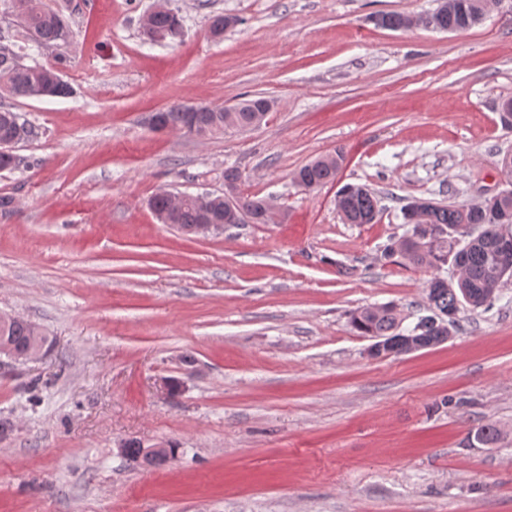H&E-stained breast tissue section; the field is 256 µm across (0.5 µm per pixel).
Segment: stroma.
I'll return each instance as SVG.
<instances>
[{"mask_svg":"<svg viewBox=\"0 0 512 512\" xmlns=\"http://www.w3.org/2000/svg\"><path fill=\"white\" fill-rule=\"evenodd\" d=\"M153 4L73 15L70 97H0L36 130L0 171V313L47 337L0 355V512H512V282L408 354L369 356L349 323L391 303L413 326L454 274L384 258L403 205L500 190L512 0L463 33L374 22L438 0H169L183 34L163 42L140 34ZM218 13L241 23L215 40ZM244 94L274 102L247 130L147 124ZM334 153L335 182L297 185ZM228 167L277 221L187 234L150 210L223 192ZM345 183L377 194L375 223L342 220ZM131 441L175 454L135 462Z\"/></svg>","mask_w":512,"mask_h":512,"instance_id":"stroma-1","label":"stroma"}]
</instances>
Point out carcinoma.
<instances>
[{"label":"carcinoma","instance_id":"obj_1","mask_svg":"<svg viewBox=\"0 0 512 512\" xmlns=\"http://www.w3.org/2000/svg\"><path fill=\"white\" fill-rule=\"evenodd\" d=\"M14 17L17 26L28 41L37 48L53 47L58 50L55 64L45 66L25 63V56L0 44V93L15 97L65 98L73 93L64 79L69 66L65 55L73 37L71 19L62 12L49 8L43 0H0ZM485 14V0H439L437 9L426 15V26L443 32H462L481 22ZM239 20L218 14L212 17L210 34L221 38L224 32L236 27ZM377 24L393 31L411 26V16L386 13L377 17ZM179 15L169 7L155 12L150 18V28L141 35L150 41L174 40L182 35ZM271 109V101L263 98H242L232 107L197 106L189 111L184 105H174L162 110L164 129L184 133L196 129L205 137L222 133L226 129H244L257 120L263 121ZM32 135V129L20 121L17 113L0 109V138L11 137L22 141ZM505 176L508 196L483 199L469 206H454L432 200L416 198L403 207L405 223L412 225L411 233L387 245L385 257L400 256L415 267L438 270L453 261L458 270L456 287L442 284L444 278L433 276L427 283V301L433 315L417 322L409 334L401 330L402 318L391 304L357 309L350 314V324L360 335L370 336L385 343L384 353L405 354L414 342L422 348L444 341L448 330L455 329L456 315L463 305L471 309L490 306L504 283L512 278V269L505 270L497 262L499 237L512 235V160H499ZM340 157L323 156L301 167L294 173V180L308 191L318 189L336 180ZM241 205L251 211L254 223H265L264 198L238 193ZM336 209L349 224H371L378 216V199L366 185L347 183L336 193ZM175 222L183 229L196 224L224 223V200H211L209 215H204L191 201L182 202ZM476 224L482 237L474 238L458 247L464 239L466 228ZM47 339L32 323L15 317L0 322V354L20 356L41 350ZM133 460L162 462L174 449H161L153 455L145 453L136 443L125 447Z\"/></svg>","mask_w":512,"mask_h":512}]
</instances>
